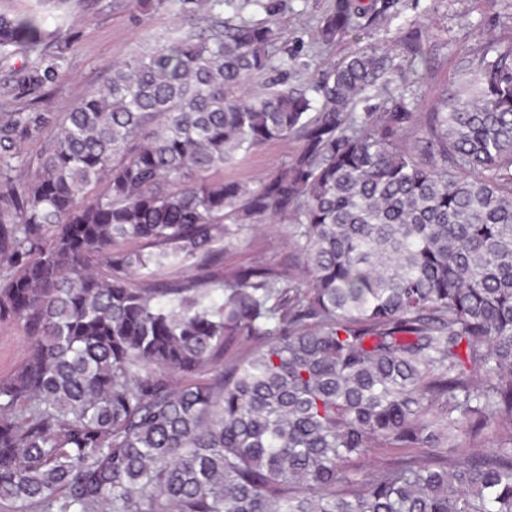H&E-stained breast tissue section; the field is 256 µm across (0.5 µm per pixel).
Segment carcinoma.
Here are the masks:
<instances>
[{
    "label": "carcinoma",
    "instance_id": "1",
    "mask_svg": "<svg viewBox=\"0 0 512 512\" xmlns=\"http://www.w3.org/2000/svg\"><path fill=\"white\" fill-rule=\"evenodd\" d=\"M171 2L191 30L64 114L38 103L69 42L0 12V53H37L0 113V323L27 343L0 378V512H512V44L380 112L371 92L425 79L411 31L397 70L374 48L323 71L319 105L245 97L276 22ZM378 2L335 0L318 42ZM282 139L258 184L221 176ZM266 216L306 287L210 270ZM191 259L207 273L149 280Z\"/></svg>",
    "mask_w": 512,
    "mask_h": 512
}]
</instances>
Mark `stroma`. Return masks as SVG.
<instances>
[{
    "label": "stroma",
    "instance_id": "obj_1",
    "mask_svg": "<svg viewBox=\"0 0 512 512\" xmlns=\"http://www.w3.org/2000/svg\"><path fill=\"white\" fill-rule=\"evenodd\" d=\"M335 0H264L263 6L234 0L225 16L259 22L274 16L284 38L270 49L272 67L253 79L255 91L311 89L319 70L335 67L345 55L370 47L385 56L388 65L402 64L405 51L397 41L399 30L413 31L431 60L427 81L433 89L450 85L460 63L482 55L491 47L512 43V0H397L388 16L376 19L357 37L330 47L315 43L321 17ZM52 17L63 18L60 39L71 49L57 88L44 102L47 112L63 113L90 90L102 87L114 65L127 60L145 41L176 36L187 25L175 7L163 5L144 15L132 0H53ZM315 55L318 70L293 67L291 55ZM297 150L291 140H273L224 170L228 179L256 183L276 171ZM224 266L273 264L289 268L296 279L304 273L277 219L263 218L249 224L233 247L214 245Z\"/></svg>",
    "mask_w": 512,
    "mask_h": 512
}]
</instances>
